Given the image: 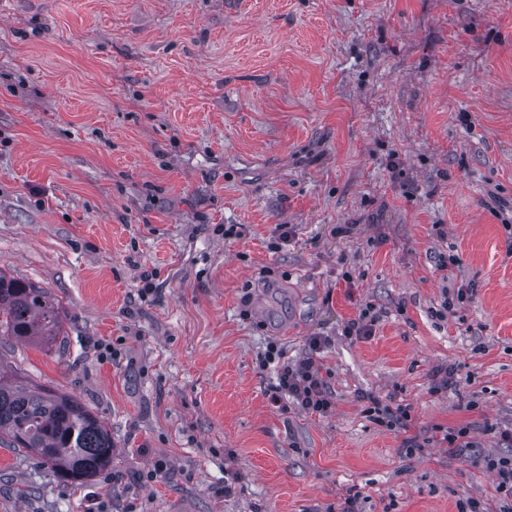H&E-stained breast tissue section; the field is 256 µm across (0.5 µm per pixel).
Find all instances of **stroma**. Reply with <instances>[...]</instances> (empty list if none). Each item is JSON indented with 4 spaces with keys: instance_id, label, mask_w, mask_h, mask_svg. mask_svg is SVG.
<instances>
[{
    "instance_id": "35a3bbf8",
    "label": "stroma",
    "mask_w": 512,
    "mask_h": 512,
    "mask_svg": "<svg viewBox=\"0 0 512 512\" xmlns=\"http://www.w3.org/2000/svg\"><path fill=\"white\" fill-rule=\"evenodd\" d=\"M511 218L512 0H0V270L63 319L49 349L0 336V366L79 399L114 445L73 487L0 444V512L492 502ZM366 304L373 336L346 338ZM314 334L332 412L273 406L259 354ZM366 393L415 434L470 425L475 449L408 451ZM370 406L366 412L376 424L389 430L408 433L411 431V415L407 406L397 405L395 408L383 404L379 398L368 395Z\"/></svg>"
}]
</instances>
